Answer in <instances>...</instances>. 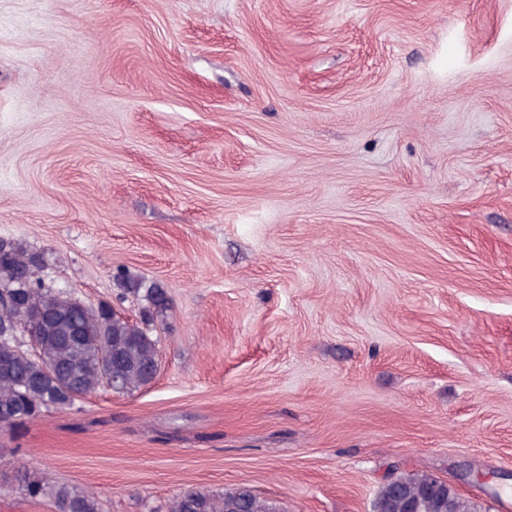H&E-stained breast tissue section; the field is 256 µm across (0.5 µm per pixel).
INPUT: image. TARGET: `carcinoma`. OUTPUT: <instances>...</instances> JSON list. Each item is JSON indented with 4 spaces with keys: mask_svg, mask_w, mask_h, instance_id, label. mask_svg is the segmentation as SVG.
Segmentation results:
<instances>
[{
    "mask_svg": "<svg viewBox=\"0 0 512 512\" xmlns=\"http://www.w3.org/2000/svg\"><path fill=\"white\" fill-rule=\"evenodd\" d=\"M44 256L0 240V288L8 302L0 305V336L15 330L36 333L38 355L0 351V419L9 424L50 408H70L105 386L107 370L117 373L118 389L131 392L158 374V341L151 325L170 308L157 283L127 271L116 274L122 298L143 303L140 321H132L101 302L88 305L38 277ZM13 479L30 499L49 497L58 512H101L94 493L22 467ZM376 500L381 512H475L470 501L430 475L400 476L384 484ZM169 512H277L276 507L241 486L224 494L190 490L175 497Z\"/></svg>",
    "mask_w": 512,
    "mask_h": 512,
    "instance_id": "carcinoma-1",
    "label": "carcinoma"
}]
</instances>
